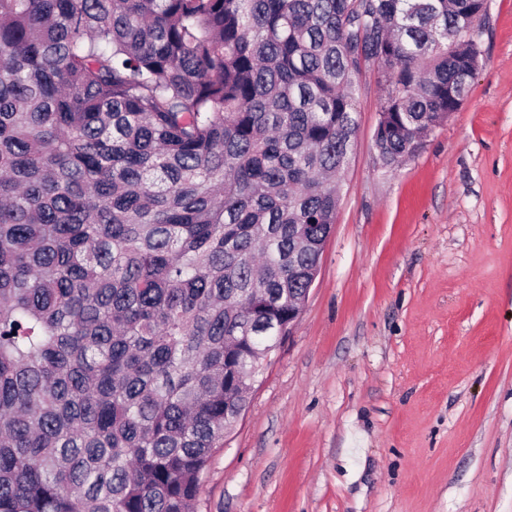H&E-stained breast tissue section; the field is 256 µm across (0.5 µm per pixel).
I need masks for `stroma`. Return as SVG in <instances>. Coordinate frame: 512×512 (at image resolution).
Segmentation results:
<instances>
[{
  "instance_id": "obj_1",
  "label": "stroma",
  "mask_w": 512,
  "mask_h": 512,
  "mask_svg": "<svg viewBox=\"0 0 512 512\" xmlns=\"http://www.w3.org/2000/svg\"><path fill=\"white\" fill-rule=\"evenodd\" d=\"M474 37L467 101L398 166L357 76L319 274L197 512H512V0Z\"/></svg>"
}]
</instances>
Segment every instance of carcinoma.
<instances>
[{"mask_svg": "<svg viewBox=\"0 0 512 512\" xmlns=\"http://www.w3.org/2000/svg\"><path fill=\"white\" fill-rule=\"evenodd\" d=\"M478 0H0V512H195L357 130L468 98Z\"/></svg>", "mask_w": 512, "mask_h": 512, "instance_id": "obj_1", "label": "carcinoma"}]
</instances>
